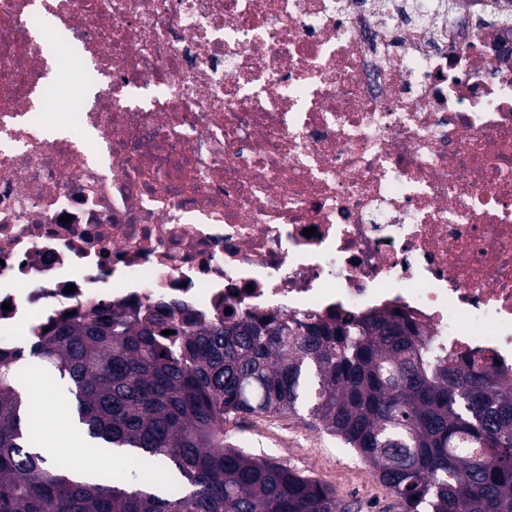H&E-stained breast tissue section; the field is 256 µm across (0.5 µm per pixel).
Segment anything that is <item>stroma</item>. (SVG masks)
Here are the masks:
<instances>
[{
    "label": "stroma",
    "mask_w": 512,
    "mask_h": 512,
    "mask_svg": "<svg viewBox=\"0 0 512 512\" xmlns=\"http://www.w3.org/2000/svg\"><path fill=\"white\" fill-rule=\"evenodd\" d=\"M25 394L39 396L46 415L43 439L74 423V404L64 387L31 376ZM224 435L247 453L283 464L332 489L347 512H401L394 492L379 482L371 466L338 438L312 427L307 410L299 414L235 415Z\"/></svg>",
    "instance_id": "stroma-1"
}]
</instances>
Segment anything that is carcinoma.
<instances>
[{"label":"carcinoma","mask_w":512,"mask_h":512,"mask_svg":"<svg viewBox=\"0 0 512 512\" xmlns=\"http://www.w3.org/2000/svg\"><path fill=\"white\" fill-rule=\"evenodd\" d=\"M227 319L114 311L61 324L31 351H0V512H343L316 480L224 444L231 415L305 405L404 512H512L511 379L430 349L393 313ZM26 354L66 385L90 442L171 470L157 491L76 480L31 450L34 407L14 364Z\"/></svg>","instance_id":"cac0c4a2"}]
</instances>
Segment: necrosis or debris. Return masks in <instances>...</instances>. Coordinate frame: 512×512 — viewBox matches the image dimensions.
<instances>
[{
    "label": "necrosis or debris",
    "mask_w": 512,
    "mask_h": 512,
    "mask_svg": "<svg viewBox=\"0 0 512 512\" xmlns=\"http://www.w3.org/2000/svg\"><path fill=\"white\" fill-rule=\"evenodd\" d=\"M509 28L512 0H0V350L130 305L395 310L512 371Z\"/></svg>",
    "instance_id": "obj_1"
}]
</instances>
